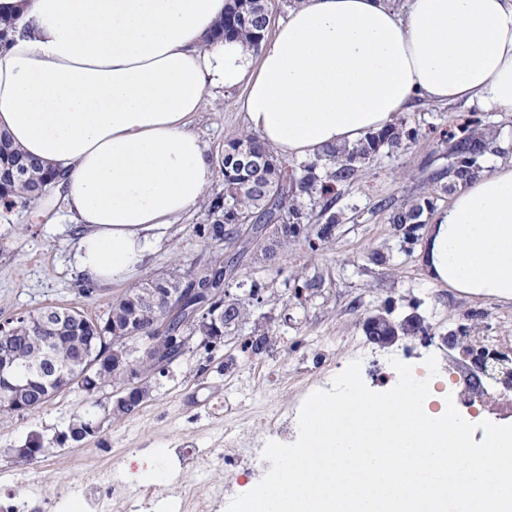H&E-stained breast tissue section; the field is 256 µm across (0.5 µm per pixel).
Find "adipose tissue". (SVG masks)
<instances>
[{
    "mask_svg": "<svg viewBox=\"0 0 512 512\" xmlns=\"http://www.w3.org/2000/svg\"><path fill=\"white\" fill-rule=\"evenodd\" d=\"M227 0H0V131L64 174L73 265L99 286L146 265L214 180L192 130L235 89L289 161L425 103L512 112V0H299L258 47L215 36ZM432 284L512 299V161L468 180L429 230Z\"/></svg>",
    "mask_w": 512,
    "mask_h": 512,
    "instance_id": "ef3b65f1",
    "label": "adipose tissue"
}]
</instances>
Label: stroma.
Listing matches in <instances>:
<instances>
[{
  "label": "stroma",
  "mask_w": 512,
  "mask_h": 512,
  "mask_svg": "<svg viewBox=\"0 0 512 512\" xmlns=\"http://www.w3.org/2000/svg\"><path fill=\"white\" fill-rule=\"evenodd\" d=\"M474 114L496 133L491 150L478 159L481 171L512 160V113L488 112L475 103L425 104L404 115L408 126L419 131L416 142L397 153L380 154L343 187L336 208L344 220L332 225L328 242L318 251H310L306 241L318 231L313 225L302 227L288 245L274 246L275 263L261 259L262 249L273 246L268 237L239 255L240 271L268 288L262 313L271 345L260 354L244 357L235 338L210 356L202 350L186 353L167 376L157 379L148 401L121 420H103L99 432L80 445L61 448L55 441L74 415L91 408L79 388L55 394L34 412L0 413V497L29 500L38 495L55 503L54 512H74L78 501L69 490L81 484L93 460L132 488L143 485L140 471L154 462L162 474L153 483L155 512L173 507L175 480L181 475L192 476L206 502L214 487L227 482L234 494L246 493L271 464L261 456L234 463L224 448L225 430L241 428L246 442L255 446L276 440L262 420L264 412L303 403L305 384L334 378L355 361L349 339L363 335L364 317L379 309L389 310L398 322L418 315L430 334L373 346L372 358L361 363L368 388L386 391L393 371L389 357L396 352L415 367L430 357L453 364L457 380L478 375L461 347L442 348L436 339L459 332L467 337L512 336V299L477 298L432 286L419 261L434 211L447 208L453 199L442 190L455 182L448 173L452 159L446 134ZM192 127L216 157L226 140L246 130L243 113L229 98L206 99ZM422 197L433 199L434 210L424 213L421 223H389V209ZM61 215L62 203L53 198L0 217V322L47 306L96 317L146 279L164 276L178 262L206 253L194 231L206 220L200 208L171 226L151 263L133 279L88 296L78 289L72 263L74 229ZM292 279L304 286L303 301L292 299ZM323 336L333 339L328 357L311 346ZM269 365L277 369L276 380L267 376ZM34 433L46 452L18 465L12 451Z\"/></svg>",
  "instance_id": "obj_1"
}]
</instances>
